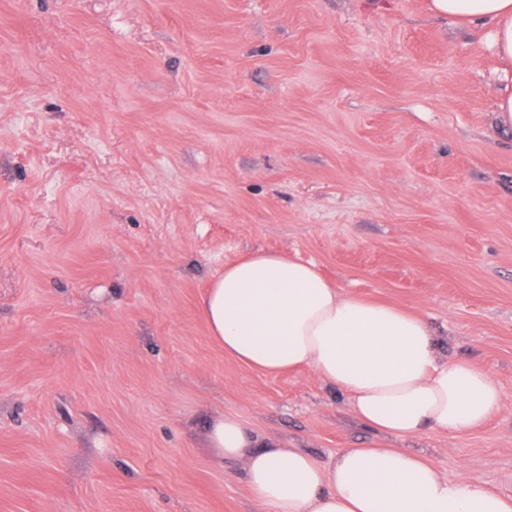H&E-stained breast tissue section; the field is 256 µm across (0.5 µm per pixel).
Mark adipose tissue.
I'll list each match as a JSON object with an SVG mask.
<instances>
[{"instance_id":"obj_1","label":"adipose tissue","mask_w":512,"mask_h":512,"mask_svg":"<svg viewBox=\"0 0 512 512\" xmlns=\"http://www.w3.org/2000/svg\"><path fill=\"white\" fill-rule=\"evenodd\" d=\"M430 10L490 25V48L512 72V0H431ZM200 309L226 355L267 374L312 370L376 434L324 463L265 442L235 415L211 420L208 447L239 463L263 512H512V494L448 480L412 446L429 431L469 432L505 404L489 370L441 356L421 316L347 294L315 264L270 251L225 264Z\"/></svg>"}]
</instances>
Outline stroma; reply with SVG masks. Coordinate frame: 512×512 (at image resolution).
I'll return each mask as SVG.
<instances>
[{"label":"stroma","instance_id":"1","mask_svg":"<svg viewBox=\"0 0 512 512\" xmlns=\"http://www.w3.org/2000/svg\"><path fill=\"white\" fill-rule=\"evenodd\" d=\"M490 28L428 0H0V512H261L231 413L328 460L374 434L210 337L256 250L424 317L510 404L415 448L512 494V129Z\"/></svg>","mask_w":512,"mask_h":512}]
</instances>
